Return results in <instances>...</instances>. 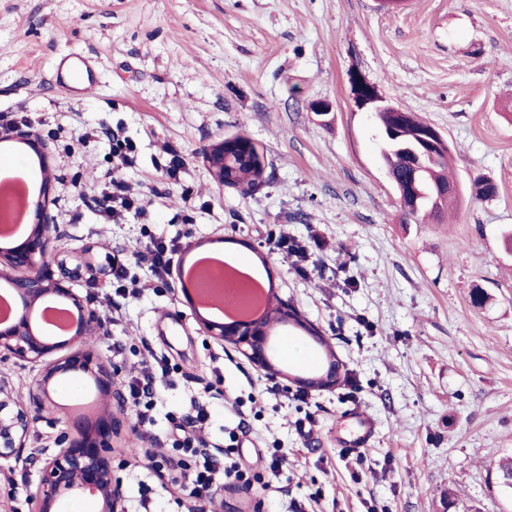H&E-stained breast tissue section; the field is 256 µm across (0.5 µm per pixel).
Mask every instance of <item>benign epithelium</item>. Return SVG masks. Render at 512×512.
I'll return each instance as SVG.
<instances>
[{
	"label": "benign epithelium",
	"mask_w": 512,
	"mask_h": 512,
	"mask_svg": "<svg viewBox=\"0 0 512 512\" xmlns=\"http://www.w3.org/2000/svg\"><path fill=\"white\" fill-rule=\"evenodd\" d=\"M355 87L365 86L368 95L356 98L357 106L373 114L390 110L392 106L377 94L375 89L361 78L354 76ZM15 139L27 145L39 158L43 169H48V157L43 144L30 134L15 126L0 129V140ZM447 147L443 136L428 125L420 130L414 146L406 148L411 157V173L408 177L390 176L399 194L400 210L406 219H411L419 206L416 194L418 184L425 171L424 161L435 157ZM203 161L216 182L225 185L224 141L216 142L204 149ZM458 194V186L449 184L441 189L431 187L429 207L437 209L450 195ZM51 204L50 183L44 181L38 200L29 209V223L33 228L20 243L5 250L0 249V271L13 272V290L22 303V311L11 320L0 322V363L12 358L41 365L33 399L40 405L49 400V385L52 380L69 373L96 374V381L103 387L112 384L117 371L106 370L97 360L89 344L101 326V314L87 308L84 300L70 285V273L54 279L44 269L46 259L54 254L55 237L51 235L53 225L48 223ZM47 299L68 305L77 314L74 335L54 340L38 332L32 325L29 310ZM296 320L297 313L283 305H277L268 316L253 321L217 323L202 320L207 335L218 342L240 350L255 366L273 371L266 345V329L269 320ZM68 349L70 353L55 358L53 354ZM341 367L335 356H330L320 371L313 375H296L294 382L318 390H330L340 383ZM41 418V413H31L18 403L15 389L8 377L0 374V458L14 462L24 460L25 441L31 429ZM75 436L64 434L60 442L64 447L47 463L41 479L42 494L47 508L55 501H64L74 496L90 495L101 502L100 512H124L122 485L112 471V437L114 421L103 422L95 440L86 437L85 431L74 423Z\"/></svg>",
	"instance_id": "7a95c632"
}]
</instances>
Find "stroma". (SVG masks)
Returning a JSON list of instances; mask_svg holds the SVG:
<instances>
[{
  "instance_id": "stroma-1",
  "label": "stroma",
  "mask_w": 512,
  "mask_h": 512,
  "mask_svg": "<svg viewBox=\"0 0 512 512\" xmlns=\"http://www.w3.org/2000/svg\"><path fill=\"white\" fill-rule=\"evenodd\" d=\"M98 59L100 79L71 98L50 81L62 54ZM447 140L459 187L453 210L403 221L380 160L381 134L353 101L349 77ZM332 103L323 115L315 101ZM47 145L41 169L25 145L0 141V170L26 173L32 197L50 182L49 221L62 235L47 270L82 264L74 282L104 319L91 341L121 374L111 392L93 376L55 378L31 431L35 453L11 472L13 512H40V478L56 439L94 430L120 409L112 467L127 512H187L171 461L193 404L201 432L225 449L239 420L244 462L284 448L277 478L252 489L217 482L207 512H512L498 461L512 456V0H0V116ZM240 134L264 151L265 179L245 194L214 181L201 152ZM129 139L123 177L144 194V217L105 221L93 199L112 169V138ZM183 157L176 178L162 167ZM496 186L476 199L472 183ZM319 241L308 273L276 247ZM175 241L172 273L156 279L136 253ZM258 265L280 302L320 329L273 323V371L201 330L183 294L205 251ZM127 278L112 277L113 263ZM487 300L475 304L473 294ZM332 350L351 385L298 387ZM166 376L152 404L128 381L151 356ZM376 423L365 465L346 461L349 410ZM155 452L147 462L143 449Z\"/></svg>"
}]
</instances>
